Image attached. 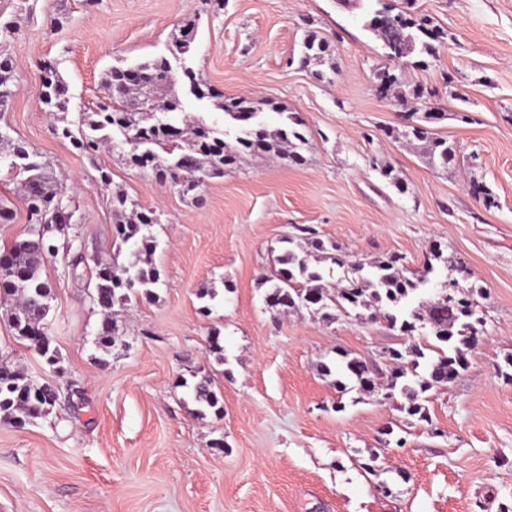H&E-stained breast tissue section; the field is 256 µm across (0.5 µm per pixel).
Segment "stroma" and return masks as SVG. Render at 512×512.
I'll return each instance as SVG.
<instances>
[{"label": "stroma", "mask_w": 512, "mask_h": 512, "mask_svg": "<svg viewBox=\"0 0 512 512\" xmlns=\"http://www.w3.org/2000/svg\"><path fill=\"white\" fill-rule=\"evenodd\" d=\"M388 2L443 34L426 67L405 58V75L429 90L405 105L376 89L387 60L363 8L337 0H224L219 10L207 0H0V24H13L0 31V56L14 63L0 111V199L14 219L0 223V240L27 225L9 142L37 153L74 205L44 268L61 372L0 317V358L60 393L35 423L0 419V512H512V0ZM190 20L196 37L173 69L190 65L227 98L274 101L258 115L267 129L298 115L303 164L247 156L185 195L129 168L125 145L91 158L57 137L40 61L57 63L75 120L105 102L107 70L169 55ZM311 30L332 48L321 80L299 62ZM161 90L183 100L186 119L234 129L183 78ZM429 111L441 113L430 129L455 145L457 165H431L399 139L406 116ZM384 165L399 185L381 177ZM102 167L111 185L100 182ZM474 182L495 206L471 192ZM115 185L161 215L163 284L157 300L117 310L126 343L103 356L92 343L102 313L89 271L71 260L80 252L127 264L113 246ZM302 226L366 267L397 255L417 271L441 248L430 288L460 267L482 288L483 339L465 371L427 392L429 421L408 416L404 396L357 401L336 389L341 354L386 367L398 337L382 317L342 312L330 322L267 307L262 276ZM213 328L220 359L207 341ZM195 374L213 378L223 418L199 414L179 387ZM373 455L376 468L364 469Z\"/></svg>", "instance_id": "35a3bbf8"}]
</instances>
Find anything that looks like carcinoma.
Listing matches in <instances>:
<instances>
[{
    "instance_id": "obj_1",
    "label": "carcinoma",
    "mask_w": 512,
    "mask_h": 512,
    "mask_svg": "<svg viewBox=\"0 0 512 512\" xmlns=\"http://www.w3.org/2000/svg\"><path fill=\"white\" fill-rule=\"evenodd\" d=\"M390 14L387 22H380V10L368 11L365 28L377 34L391 49L401 51L405 58L415 50L437 56L435 42L440 33L428 28V21L403 11ZM330 44L315 32L309 33L302 43L300 62L308 65L320 62L331 55ZM138 86H156L172 81L168 59L157 57L149 62L134 66ZM14 66L8 57H0V107L8 105L12 98L10 82ZM43 88L42 102L51 112L65 113L68 109L66 89L55 64L45 62L40 67ZM193 95L213 98L209 87L202 82L195 71L183 73ZM374 81L380 90L401 104L410 99H421L424 90L421 85L409 81L403 73L386 66L374 73ZM107 102L97 110L86 112L77 123L59 118L61 125L55 128L58 137L84 152L96 151L105 143H113L111 135L118 132L131 138L127 152L129 166L139 170L157 172L164 182L186 192L202 187L215 177L224 176V168L236 165L246 154L271 152L295 139L304 141L299 130L302 121L291 113L285 125L270 133L264 127L254 126L253 120L259 110L258 102L245 98H226L216 106L228 115L240 128L235 144L222 138L215 128L196 122L183 127L171 124L164 113L184 111L183 101L172 94L166 104H158L149 97L136 95V91L121 83L113 69L102 79ZM439 119L433 112L421 116L423 125L414 127L407 141L427 143L429 159L446 167L455 159V150L448 140L435 136L427 124ZM10 168L25 176L21 182L22 201L29 216L27 236L15 241L0 253V266L12 269V275L0 281V308L8 320L14 337L26 341L39 355L52 347V339L45 334L42 321L50 309L52 288L43 276L45 262L39 247V239L45 237L49 226L56 223L54 206L62 193L44 165L33 160L26 146L15 143L10 153ZM112 213L127 219L115 225L121 245L134 258L130 266L116 263H94L90 298L101 308L103 318L95 333L93 343L97 350L110 352L120 340L112 309L133 299L151 302L158 297L161 273L153 262L158 247L154 233L157 220L153 213L129 210V198L121 191L112 192ZM351 274L338 280L337 287L329 290L320 285L322 273L309 266L308 260L288 248L272 257L269 273L262 279L271 283L266 294L267 305L276 311L286 312L299 304L332 317L331 311L346 312L367 304L379 309V314L389 326L406 338L414 332L429 328L432 341L408 347H390L387 356L390 364L382 372L367 362L356 358L344 360V370L352 385L341 384V391L354 389L368 392L381 391L391 398L400 392L408 401L404 407L410 417L420 421L428 420V409L421 403V395L446 386L460 371L466 369L464 349L477 344L476 326L481 324L477 317V305L472 294L474 289L459 292L451 297L436 293L431 297L421 296L420 287L433 272V265L422 272H408L400 263V257L390 256L373 266L369 276L359 275L361 265H350ZM425 364L422 373L417 372ZM180 387H190L194 400L223 417L224 406L221 394L215 389L213 379L203 375L193 383L183 380ZM57 388L47 382L39 383L13 369L8 363L0 364V417L13 424L25 426L47 416L44 406L47 398L55 396Z\"/></svg>"
}]
</instances>
